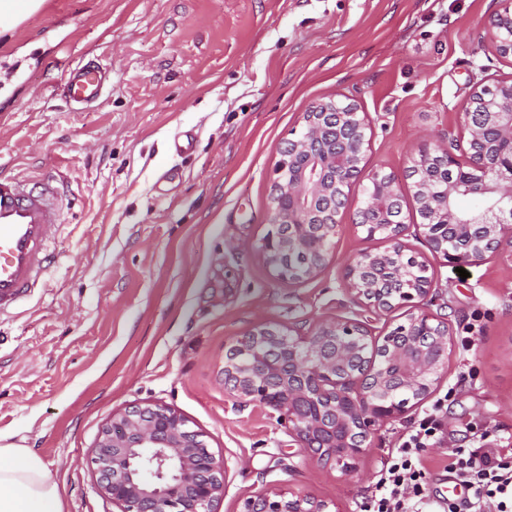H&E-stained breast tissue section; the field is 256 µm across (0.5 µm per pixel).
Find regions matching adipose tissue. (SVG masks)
Returning a JSON list of instances; mask_svg holds the SVG:
<instances>
[{
    "label": "adipose tissue",
    "instance_id": "1",
    "mask_svg": "<svg viewBox=\"0 0 512 512\" xmlns=\"http://www.w3.org/2000/svg\"><path fill=\"white\" fill-rule=\"evenodd\" d=\"M0 512H62L57 482L30 449L0 444Z\"/></svg>",
    "mask_w": 512,
    "mask_h": 512
}]
</instances>
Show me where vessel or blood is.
<instances>
[{
	"mask_svg": "<svg viewBox=\"0 0 512 512\" xmlns=\"http://www.w3.org/2000/svg\"><path fill=\"white\" fill-rule=\"evenodd\" d=\"M112 71L96 60L70 65L63 93L74 110L102 101ZM62 175L26 182L0 173V314L8 313L40 287L53 261L49 244L60 224Z\"/></svg>",
	"mask_w": 512,
	"mask_h": 512,
	"instance_id": "vessel-or-blood-1",
	"label": "vessel or blood"
}]
</instances>
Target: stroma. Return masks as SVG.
Returning a JSON list of instances; mask_svg holds the SVG:
<instances>
[{
	"label": "stroma",
	"mask_w": 512,
	"mask_h": 512,
	"mask_svg": "<svg viewBox=\"0 0 512 512\" xmlns=\"http://www.w3.org/2000/svg\"><path fill=\"white\" fill-rule=\"evenodd\" d=\"M0 35V171L67 187L57 258L13 313L0 316V442L32 449L58 483L63 512H116L92 464L101 427L145 402L171 406L206 433L229 474L217 512L257 493L300 492L330 512H365L413 408L368 437L356 472L303 448L267 407L224 388L226 348L258 325L349 317L342 288L366 237L353 211L320 273L284 285L257 244L268 229L280 154L316 101L346 95L373 128L350 194L372 171L404 175L427 146L465 144L473 85L512 75L482 23L498 0H43ZM99 58L112 85L72 111L59 85L69 64ZM192 131L194 148L173 139ZM438 279L425 305L456 341L434 398L440 440L422 457L430 499L448 493V451L512 444V261L466 264L467 278L408 237ZM471 336L462 347V336Z\"/></svg>",
	"instance_id": "35a3bbf8"
}]
</instances>
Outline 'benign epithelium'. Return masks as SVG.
<instances>
[{
  "mask_svg": "<svg viewBox=\"0 0 512 512\" xmlns=\"http://www.w3.org/2000/svg\"><path fill=\"white\" fill-rule=\"evenodd\" d=\"M494 53L512 59V0L483 23ZM344 128L348 140L325 156L323 133ZM467 160L445 146L426 147L413 159L420 171L447 170L432 198L413 185L422 216L418 230L430 250L446 262H477L488 254L512 258V76L492 85L475 84L463 113ZM372 131L365 113L347 97L314 103L303 113L300 132L288 140L276 165L269 224L259 248L276 279L304 281L325 266L340 218L354 207L374 212L379 222L362 224L368 237L390 242L382 252H361L347 267L343 286L373 313L408 308L403 322L373 341L369 320L338 319L312 329L260 325L236 340L224 358V387L237 398L268 407L302 447L353 471L367 438L384 423L404 417L439 382L452 350L448 324L421 307L435 288L430 266L407 254V224L388 215L401 192L394 174H370L371 193L360 203L348 187L365 160ZM479 194L470 210L460 196ZM398 256L418 275L406 288L388 293L364 279ZM401 381L397 394L389 380ZM357 432L355 442L351 433ZM343 452L336 454V449ZM99 490L118 512H216L224 498L227 466L210 449L207 435L177 410L144 403L112 416L102 426L92 460ZM327 505L306 494L250 496L241 512H325Z\"/></svg>",
  "mask_w": 512,
  "mask_h": 512,
  "instance_id": "obj_1",
  "label": "benign epithelium"
}]
</instances>
